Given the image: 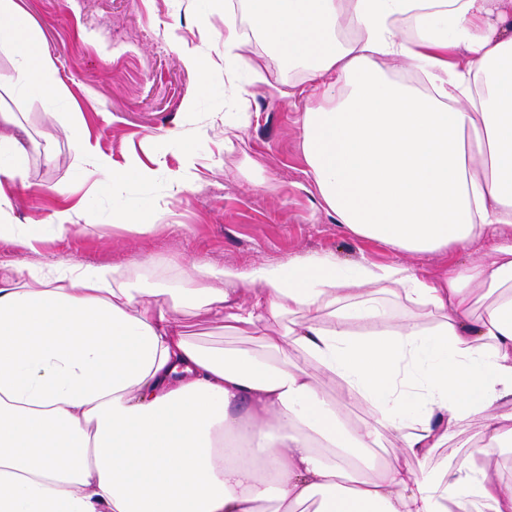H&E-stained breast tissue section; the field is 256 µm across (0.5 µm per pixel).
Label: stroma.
Instances as JSON below:
<instances>
[{"label":"stroma","instance_id":"obj_1","mask_svg":"<svg viewBox=\"0 0 512 512\" xmlns=\"http://www.w3.org/2000/svg\"><path fill=\"white\" fill-rule=\"evenodd\" d=\"M14 2L52 56L51 79L62 85L64 96L42 100L0 89V105L14 112L28 133L25 182L9 191L0 215L13 224L45 223L70 208L84 230L48 239L34 251L0 238V275L80 262L120 266L135 288H182V268L191 259L246 268L317 254L340 262H404L431 274L464 262L466 255L452 251L403 252L338 225L307 176L299 150L304 101L283 94L302 76L283 69L261 40H251L244 53L260 63L261 76L246 67L238 71L242 100L226 93L228 80L220 66L210 74V91L199 93L198 75L184 67L166 34L176 30L189 47L220 59L222 9L209 8L206 0ZM189 100L194 108L188 112ZM241 110L249 112L250 122L228 156L212 128ZM177 122L195 129L192 144L199 160L195 185L180 192L171 188L168 173L177 169L181 150L156 140ZM75 126L96 154L119 164L138 157L153 169V177L115 188L86 176V159L71 136ZM149 201L164 208L158 226L115 224L118 207ZM182 322L200 344L260 352L248 334H225L209 314H188Z\"/></svg>","mask_w":512,"mask_h":512}]
</instances>
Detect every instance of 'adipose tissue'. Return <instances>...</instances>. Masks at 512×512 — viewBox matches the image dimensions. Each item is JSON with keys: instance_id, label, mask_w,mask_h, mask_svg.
I'll use <instances>...</instances> for the list:
<instances>
[{"instance_id": "obj_1", "label": "adipose tissue", "mask_w": 512, "mask_h": 512, "mask_svg": "<svg viewBox=\"0 0 512 512\" xmlns=\"http://www.w3.org/2000/svg\"><path fill=\"white\" fill-rule=\"evenodd\" d=\"M252 36L305 73L299 147L342 227L408 253L496 244L437 276L317 255L192 260L182 295L79 263L0 276V512H512V486L490 474L512 444L499 409L512 402V0H224L225 63ZM0 53L19 60L1 85L59 96L13 0H0ZM388 60L424 88L387 78ZM23 132L0 113V182L24 178ZM190 137L163 135L182 149L168 174L180 190L197 179ZM81 230L68 209L0 224L28 249ZM183 307L255 334L263 355L190 341ZM328 379L342 393L325 394ZM353 401L369 422L347 426ZM477 420L481 446L424 471ZM384 430L412 466L375 467Z\"/></svg>"}]
</instances>
